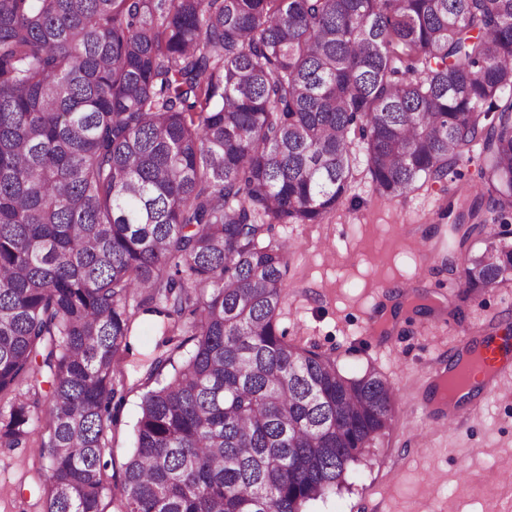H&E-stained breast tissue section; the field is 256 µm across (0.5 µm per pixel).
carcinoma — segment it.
I'll return each instance as SVG.
<instances>
[{"label":"carcinoma","mask_w":512,"mask_h":512,"mask_svg":"<svg viewBox=\"0 0 512 512\" xmlns=\"http://www.w3.org/2000/svg\"><path fill=\"white\" fill-rule=\"evenodd\" d=\"M474 146L455 229L492 226L462 268L478 291L512 281V0H0V400L27 386L0 450L40 438L43 512H103L142 310L169 351L116 512H308L341 489L396 393L287 339L275 226L324 223L360 153L403 198Z\"/></svg>","instance_id":"carcinoma-1"}]
</instances>
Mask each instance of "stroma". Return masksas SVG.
Segmentation results:
<instances>
[{
	"label": "stroma",
	"instance_id": "35a3bbf8",
	"mask_svg": "<svg viewBox=\"0 0 512 512\" xmlns=\"http://www.w3.org/2000/svg\"><path fill=\"white\" fill-rule=\"evenodd\" d=\"M447 190L425 187L389 199L372 189L365 166L335 215L322 224L277 227L292 251L279 325L294 341H313L358 374L382 371L396 390V416L367 461L341 490L310 512H507L512 484V382L482 385L483 407L454 431L437 428L422 408L424 375L463 336L512 337V284L467 292L442 264L452 242L440 218L441 195L475 193L478 165L462 161ZM428 297L417 310L416 294ZM154 316L140 315L122 375L114 383V420L106 430L107 482L120 485L159 340ZM38 445L0 450V512H40Z\"/></svg>",
	"mask_w": 512,
	"mask_h": 512
}]
</instances>
